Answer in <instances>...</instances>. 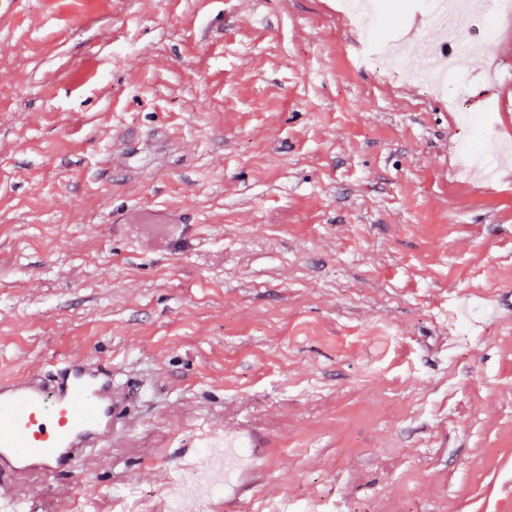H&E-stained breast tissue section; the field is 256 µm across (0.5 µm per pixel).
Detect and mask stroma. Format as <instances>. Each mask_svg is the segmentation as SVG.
<instances>
[{
  "label": "stroma",
  "mask_w": 512,
  "mask_h": 512,
  "mask_svg": "<svg viewBox=\"0 0 512 512\" xmlns=\"http://www.w3.org/2000/svg\"><path fill=\"white\" fill-rule=\"evenodd\" d=\"M370 39L340 0H0V379L90 354L131 395L20 512H157L216 429L258 465L213 512H512V166L466 175ZM490 101L512 145L472 67Z\"/></svg>",
  "instance_id": "35a3bbf8"
}]
</instances>
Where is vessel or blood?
I'll list each match as a JSON object with an SVG mask.
<instances>
[{"label": "vessel or blood", "instance_id": "1", "mask_svg": "<svg viewBox=\"0 0 512 512\" xmlns=\"http://www.w3.org/2000/svg\"><path fill=\"white\" fill-rule=\"evenodd\" d=\"M126 397L110 370L87 357L56 360L51 381L29 372L0 383V474H70L80 451L111 443Z\"/></svg>", "mask_w": 512, "mask_h": 512}]
</instances>
